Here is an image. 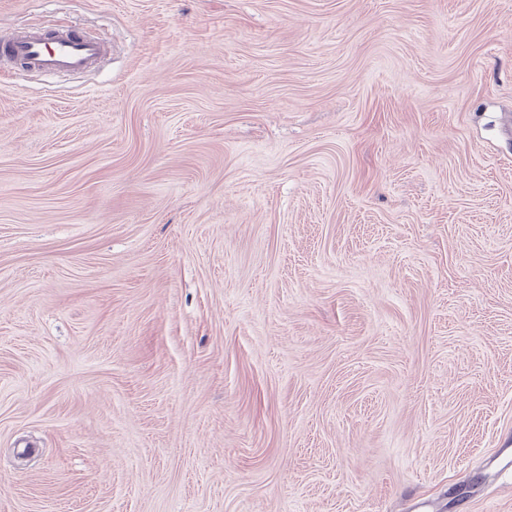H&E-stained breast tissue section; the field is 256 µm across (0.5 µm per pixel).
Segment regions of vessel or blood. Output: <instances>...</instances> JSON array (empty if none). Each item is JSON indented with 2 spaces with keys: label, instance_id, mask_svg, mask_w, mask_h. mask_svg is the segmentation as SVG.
Masks as SVG:
<instances>
[{
  "label": "vessel or blood",
  "instance_id": "obj_1",
  "mask_svg": "<svg viewBox=\"0 0 512 512\" xmlns=\"http://www.w3.org/2000/svg\"><path fill=\"white\" fill-rule=\"evenodd\" d=\"M106 52L104 43L88 39L69 28L48 34L32 28H18L0 43V56L20 61L47 75L93 68Z\"/></svg>",
  "mask_w": 512,
  "mask_h": 512
}]
</instances>
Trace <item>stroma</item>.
Returning a JSON list of instances; mask_svg holds the SVG:
<instances>
[{"label": "stroma", "mask_w": 512, "mask_h": 512, "mask_svg": "<svg viewBox=\"0 0 512 512\" xmlns=\"http://www.w3.org/2000/svg\"><path fill=\"white\" fill-rule=\"evenodd\" d=\"M0 512H512V0H0ZM106 52L104 43L88 39L69 28H60L50 34L32 28H17L4 43H0V56L18 60L46 75L88 70L95 67Z\"/></svg>", "instance_id": "35a3bbf8"}]
</instances>
